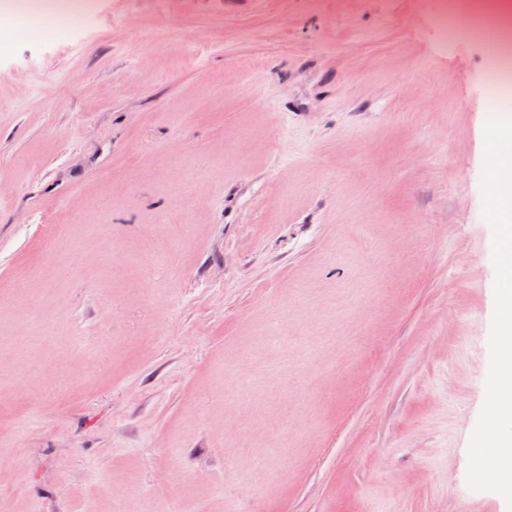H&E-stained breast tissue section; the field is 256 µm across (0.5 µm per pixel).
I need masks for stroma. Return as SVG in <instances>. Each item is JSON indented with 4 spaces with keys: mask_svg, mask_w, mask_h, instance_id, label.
<instances>
[{
    "mask_svg": "<svg viewBox=\"0 0 512 512\" xmlns=\"http://www.w3.org/2000/svg\"><path fill=\"white\" fill-rule=\"evenodd\" d=\"M93 2L0 53V512H507L466 483L492 29Z\"/></svg>",
    "mask_w": 512,
    "mask_h": 512,
    "instance_id": "obj_1",
    "label": "stroma"
}]
</instances>
